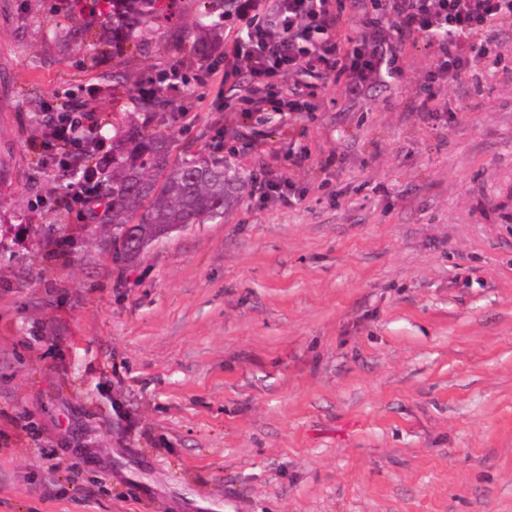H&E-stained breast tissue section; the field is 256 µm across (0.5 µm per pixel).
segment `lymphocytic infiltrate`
<instances>
[{"label": "lymphocytic infiltrate", "instance_id": "1", "mask_svg": "<svg viewBox=\"0 0 512 512\" xmlns=\"http://www.w3.org/2000/svg\"><path fill=\"white\" fill-rule=\"evenodd\" d=\"M241 10L253 82L272 83L286 68L316 80L343 76L353 99L400 83L398 52L409 38L424 41L438 75L458 83L512 26V0H244ZM353 14L361 22L354 39L346 34ZM81 110L73 105L54 124L59 168L86 142Z\"/></svg>", "mask_w": 512, "mask_h": 512}]
</instances>
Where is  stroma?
Listing matches in <instances>:
<instances>
[{
	"label": "stroma",
	"mask_w": 512,
	"mask_h": 512,
	"mask_svg": "<svg viewBox=\"0 0 512 512\" xmlns=\"http://www.w3.org/2000/svg\"><path fill=\"white\" fill-rule=\"evenodd\" d=\"M162 3L115 56L109 7L0 0V512H512V81L432 80L411 41L371 99L289 111L287 70L245 112L239 12L196 56L201 0ZM68 99L230 160L242 200L113 262L64 201Z\"/></svg>",
	"instance_id": "1"
}]
</instances>
